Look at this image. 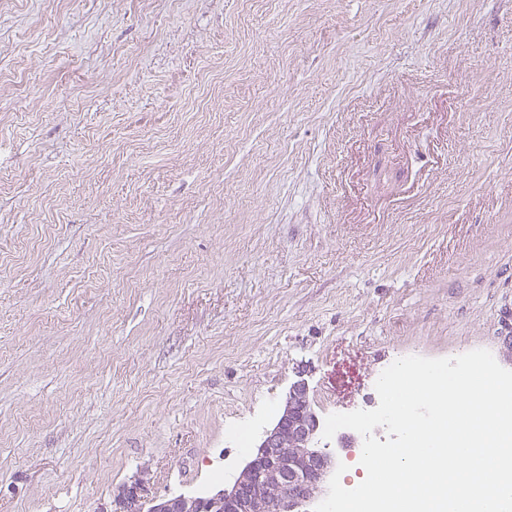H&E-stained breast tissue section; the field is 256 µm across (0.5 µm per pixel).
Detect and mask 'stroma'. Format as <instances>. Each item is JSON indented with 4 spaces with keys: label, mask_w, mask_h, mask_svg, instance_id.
<instances>
[{
    "label": "stroma",
    "mask_w": 512,
    "mask_h": 512,
    "mask_svg": "<svg viewBox=\"0 0 512 512\" xmlns=\"http://www.w3.org/2000/svg\"><path fill=\"white\" fill-rule=\"evenodd\" d=\"M510 305L512 0H0V512L206 495Z\"/></svg>",
    "instance_id": "stroma-1"
}]
</instances>
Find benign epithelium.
<instances>
[{
	"mask_svg": "<svg viewBox=\"0 0 512 512\" xmlns=\"http://www.w3.org/2000/svg\"><path fill=\"white\" fill-rule=\"evenodd\" d=\"M502 353L512 360V307L499 318ZM319 420L308 381L296 372L280 414L229 487L209 494L154 496L137 477L114 501L120 512H305L324 499L336 454L320 447Z\"/></svg>",
	"mask_w": 512,
	"mask_h": 512,
	"instance_id": "benign-epithelium-1",
	"label": "benign epithelium"
}]
</instances>
